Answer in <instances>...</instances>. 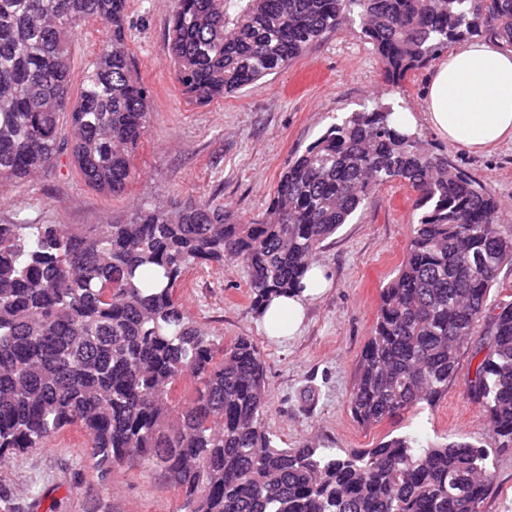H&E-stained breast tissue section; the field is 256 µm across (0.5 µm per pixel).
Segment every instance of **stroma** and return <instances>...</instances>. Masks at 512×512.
I'll list each match as a JSON object with an SVG mask.
<instances>
[{"mask_svg": "<svg viewBox=\"0 0 512 512\" xmlns=\"http://www.w3.org/2000/svg\"><path fill=\"white\" fill-rule=\"evenodd\" d=\"M173 7V0L128 2L132 74L149 92L150 119L131 156L136 175L125 193L98 192L66 166L0 185V223L110 224L127 219L141 203L213 195L247 221L262 214L290 159L321 135L332 116L359 110L370 98L420 109L430 69L399 85L385 83L381 61L355 18L282 72L206 105L188 103L169 64ZM105 34L104 25L92 21L75 35L74 80H81ZM418 129L428 151L447 155L488 185L500 202L497 222L512 224V143L474 154L440 138L427 122ZM413 198L407 186L386 184L328 240L315 260L330 287L310 301L302 327L284 342L260 330L249 307L247 273L233 259L189 269L180 301L225 341L248 336L258 344L266 364V425L282 447L308 443L349 452L404 434L479 441L496 474L479 512H512V448L494 447L485 413L467 393L470 350H462L459 373L434 407L411 409L371 428L361 427L348 409L381 290L406 254ZM0 491L20 512H179L181 506L178 492L155 468L123 465L98 479L89 439L77 430L1 463Z\"/></svg>", "mask_w": 512, "mask_h": 512, "instance_id": "1", "label": "stroma"}]
</instances>
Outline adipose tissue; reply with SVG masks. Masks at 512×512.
Returning a JSON list of instances; mask_svg holds the SVG:
<instances>
[{
  "label": "adipose tissue",
  "instance_id": "adipose-tissue-1",
  "mask_svg": "<svg viewBox=\"0 0 512 512\" xmlns=\"http://www.w3.org/2000/svg\"><path fill=\"white\" fill-rule=\"evenodd\" d=\"M448 142L477 152L487 146L512 142V49L498 40L479 39L451 51L436 66L421 102L420 113H397V123L415 130L419 120ZM296 296L272 298L260 324L275 336L276 322L289 331L300 326L307 301L326 283L319 264H311Z\"/></svg>",
  "mask_w": 512,
  "mask_h": 512
}]
</instances>
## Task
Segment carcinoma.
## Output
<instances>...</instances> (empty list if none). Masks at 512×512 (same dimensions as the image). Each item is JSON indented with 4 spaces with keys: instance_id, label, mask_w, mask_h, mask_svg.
I'll list each match as a JSON object with an SVG mask.
<instances>
[{
    "instance_id": "cac0c4a2",
    "label": "carcinoma",
    "mask_w": 512,
    "mask_h": 512,
    "mask_svg": "<svg viewBox=\"0 0 512 512\" xmlns=\"http://www.w3.org/2000/svg\"><path fill=\"white\" fill-rule=\"evenodd\" d=\"M128 0H0V183L70 160L112 196L134 179L146 88L131 73ZM358 14L399 83L448 44L486 33L512 47V0H175L169 54L188 102L206 105L277 74ZM107 33L71 94L68 43ZM392 103L341 118L288 163L262 217L214 199L142 205L122 223H0V462L72 429L105 476L157 466L181 512H478L489 451L397 436L373 448H282L265 419L257 343L230 344L176 299L193 267L246 269L256 318L299 292L306 265L378 188L417 196L406 256L382 289L348 407L362 427L435 403L472 344L466 379L498 448L512 447V301L489 302L512 264V224L468 171L403 131ZM69 117V132L60 116ZM192 400L179 406L180 388Z\"/></svg>"
}]
</instances>
